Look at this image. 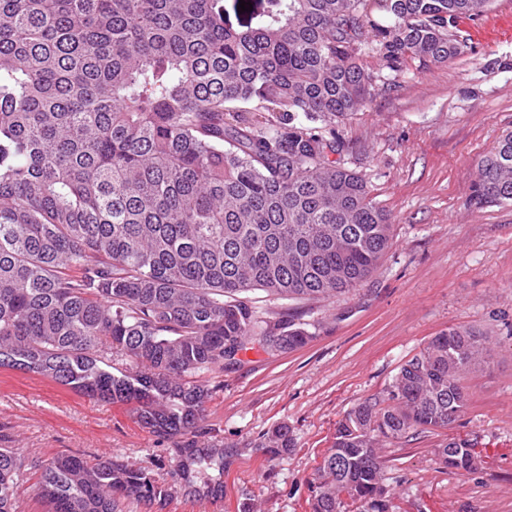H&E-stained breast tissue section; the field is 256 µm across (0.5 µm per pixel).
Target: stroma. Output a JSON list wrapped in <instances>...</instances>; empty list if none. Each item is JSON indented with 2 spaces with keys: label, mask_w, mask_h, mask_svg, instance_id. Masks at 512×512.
Returning a JSON list of instances; mask_svg holds the SVG:
<instances>
[{
  "label": "stroma",
  "mask_w": 512,
  "mask_h": 512,
  "mask_svg": "<svg viewBox=\"0 0 512 512\" xmlns=\"http://www.w3.org/2000/svg\"><path fill=\"white\" fill-rule=\"evenodd\" d=\"M471 51L445 63L385 68L368 35L357 58L376 76L373 100L336 122L343 166L361 174L391 217V245L357 290L314 301L251 294L274 325L298 316L313 339L292 351L261 345L234 368L200 374L212 389L201 440L224 452L199 473L184 440L142 429L131 407L0 368V446L44 460L106 456L150 473L168 492L153 512H310L311 482L336 427L383 397L399 368L451 326L490 343L464 374L466 410L448 427L385 442L392 512H512V204L471 203L478 162L512 131V0L462 19ZM288 426L295 446L264 448ZM468 440L484 461L444 467L438 450Z\"/></svg>",
  "instance_id": "1"
}]
</instances>
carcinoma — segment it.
Returning <instances> with one entry per match:
<instances>
[{
	"label": "carcinoma",
	"instance_id": "obj_1",
	"mask_svg": "<svg viewBox=\"0 0 512 512\" xmlns=\"http://www.w3.org/2000/svg\"><path fill=\"white\" fill-rule=\"evenodd\" d=\"M492 0H382L388 69L471 50L458 28ZM364 0H266L240 30L224 0H0V367L91 398L133 403L163 437L200 434L224 348L278 351L312 340L263 326L247 293L333 298L377 269L390 217L367 182L330 158L332 124L368 104L355 59ZM473 198L512 202V131L481 161ZM483 335L450 327L399 369L386 398L338 424L311 512H389L383 440L452 424ZM130 359L112 366V354ZM266 448L294 447L288 427ZM440 459L477 470L482 450ZM41 471L50 512L148 508L167 491L112 459H29L0 448V512Z\"/></svg>",
	"mask_w": 512,
	"mask_h": 512
}]
</instances>
